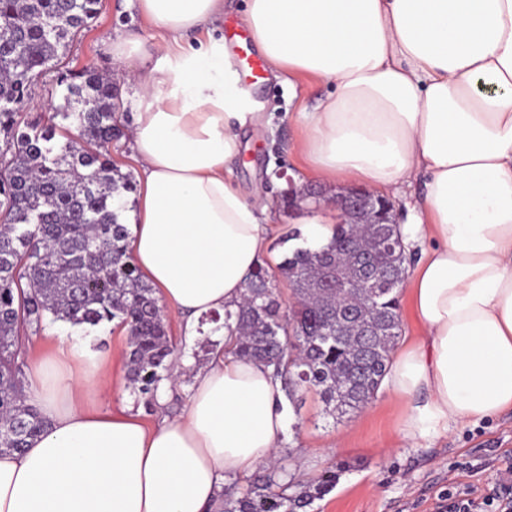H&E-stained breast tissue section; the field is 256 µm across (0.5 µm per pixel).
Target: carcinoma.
Masks as SVG:
<instances>
[{
  "mask_svg": "<svg viewBox=\"0 0 512 512\" xmlns=\"http://www.w3.org/2000/svg\"><path fill=\"white\" fill-rule=\"evenodd\" d=\"M99 0H0V454L21 452L46 423L27 402L20 380L19 327L46 316L74 326L115 321L128 332V378L147 407L171 377L175 348L155 288L133 262L129 232L119 223L130 177L109 147L121 130L112 77L94 67L59 73L64 87L49 121L21 124L31 82L65 54L73 30L98 13ZM358 233L359 247H344ZM392 224H338L317 250L297 246L261 265L235 313H215L200 325L222 324L235 334L236 353L273 367L287 398L316 391L340 417L375 397L402 332L400 287L411 257L385 251ZM342 267L355 279L368 268L386 271L383 287L338 290L327 283ZM292 286L294 303L281 310L274 282ZM330 467L299 483L282 463L226 496L223 512H306L336 486Z\"/></svg>",
  "mask_w": 512,
  "mask_h": 512,
  "instance_id": "1",
  "label": "carcinoma"
}]
</instances>
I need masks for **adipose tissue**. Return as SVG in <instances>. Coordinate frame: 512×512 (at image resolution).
<instances>
[{"label":"adipose tissue","instance_id":"obj_1","mask_svg":"<svg viewBox=\"0 0 512 512\" xmlns=\"http://www.w3.org/2000/svg\"><path fill=\"white\" fill-rule=\"evenodd\" d=\"M137 2L152 26L201 34L157 61L139 36L112 45L139 88L130 250L191 338L202 316L237 310L268 251L273 202L234 178L242 131L265 123L210 30L224 0ZM243 20L274 78L336 84L295 116L309 178L423 184L400 228L431 242L406 277L420 334L381 383L408 402L403 438L512 410V0H246ZM343 219L326 202L298 213L314 249ZM53 340L29 370L48 427L0 455V512H210L224 484L286 440L294 412L280 379L235 355L227 329L192 370L186 413L154 425L95 405L109 360L93 337Z\"/></svg>","mask_w":512,"mask_h":512}]
</instances>
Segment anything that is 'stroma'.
<instances>
[{"instance_id": "1", "label": "stroma", "mask_w": 512, "mask_h": 512, "mask_svg": "<svg viewBox=\"0 0 512 512\" xmlns=\"http://www.w3.org/2000/svg\"><path fill=\"white\" fill-rule=\"evenodd\" d=\"M132 33L152 43L155 57L169 49L166 36L140 16L136 0H101L98 16L70 39L60 67L92 66L111 74L122 131L112 143V159L130 175L137 172L131 158L137 88L126 82L125 66L113 58L112 44ZM58 71L51 69L34 79L30 102L22 110L25 121L48 122L50 99L63 92L57 84ZM240 86L260 105L266 127L262 135L250 138L235 179L245 190L257 187L280 199L289 180L303 177L295 148L305 130L292 114L311 108L334 93L335 86L327 81L290 83L269 75L256 83L241 78ZM278 169L285 171V178L275 177ZM96 347L112 359L104 377L107 387L97 405L141 410L146 420L156 422L157 413L145 411L127 380L128 338L120 327L100 337ZM298 399L301 409L288 431L289 448L293 454L307 455L311 475L333 465L340 468L335 488L315 500L307 512H444L450 490L469 486L476 496H483L512 468L511 411L476 424L451 425L447 434L430 435L411 445L400 433L405 405L385 392H378L363 410L340 419L326 412L315 391H299Z\"/></svg>"}]
</instances>
